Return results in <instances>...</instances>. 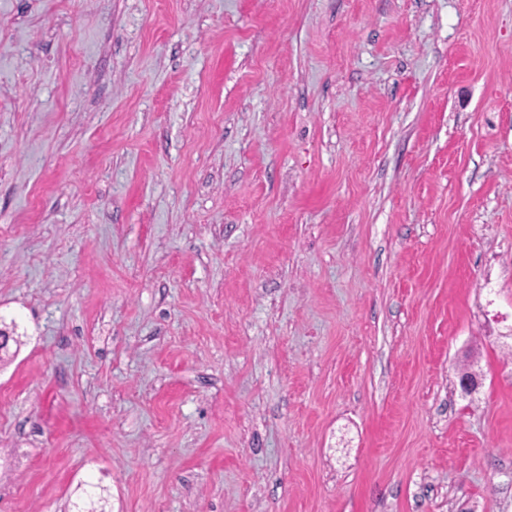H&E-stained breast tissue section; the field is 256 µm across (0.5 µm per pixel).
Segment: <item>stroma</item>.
Here are the masks:
<instances>
[{"label":"stroma","instance_id":"1","mask_svg":"<svg viewBox=\"0 0 512 512\" xmlns=\"http://www.w3.org/2000/svg\"><path fill=\"white\" fill-rule=\"evenodd\" d=\"M0 327V512H512V0H0Z\"/></svg>","mask_w":512,"mask_h":512}]
</instances>
